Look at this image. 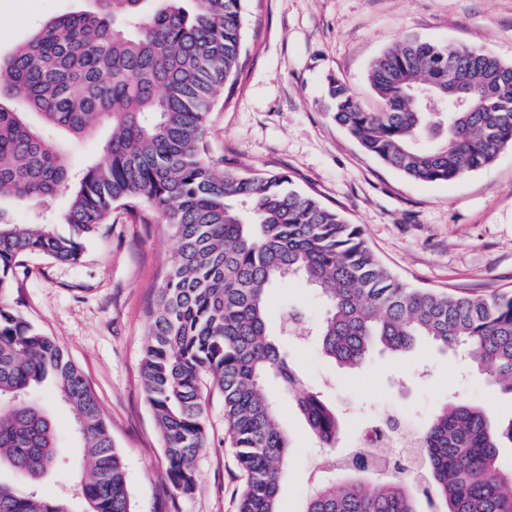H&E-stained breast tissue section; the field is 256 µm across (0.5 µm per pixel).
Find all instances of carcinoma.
I'll return each instance as SVG.
<instances>
[{"instance_id":"cac0c4a2","label":"carcinoma","mask_w":512,"mask_h":512,"mask_svg":"<svg viewBox=\"0 0 512 512\" xmlns=\"http://www.w3.org/2000/svg\"><path fill=\"white\" fill-rule=\"evenodd\" d=\"M95 8L48 21L0 56V200L66 195L60 219L14 223L0 207V296L24 258L80 260L84 242L123 205L141 224L172 229L177 250L159 289L141 359L147 399L164 443L173 488L195 487L207 447L201 385L224 398V425L242 476L238 512H279L291 436L264 386L288 392L297 375L282 338L302 319L288 309L278 334L268 297L300 277L327 309L314 328L322 354L356 368L376 347L401 358L421 339L461 351L512 394V293L454 295L411 287L391 274L361 228L290 186L284 173L217 168L208 156L209 114L242 68L244 0H94ZM455 70L477 81L470 110L426 108L413 93L448 83ZM377 111L342 80L328 84L330 116L360 149L407 178L448 183L512 146V63L475 47L405 39L371 63ZM75 138L108 126L105 160L74 170L68 152L37 122ZM51 382L73 417L90 462L77 484L85 512H131L122 459L98 400L56 342L0 300V512H72L37 490L59 454L48 414L27 400ZM298 406L321 448L339 418L318 392ZM512 444V419L448 401L420 432L426 481L362 467L328 475L303 512H512V472L497 465Z\"/></svg>"}]
</instances>
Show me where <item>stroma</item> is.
I'll list each match as a JSON object with an SVG mask.
<instances>
[{
  "mask_svg": "<svg viewBox=\"0 0 512 512\" xmlns=\"http://www.w3.org/2000/svg\"><path fill=\"white\" fill-rule=\"evenodd\" d=\"M91 0H0V56L51 18L91 8ZM244 67L211 112L208 145L218 166L284 173L299 191L359 225L378 257L404 282L453 293L512 289V147L490 165L449 183H419L363 153L330 118L328 82L344 80L368 109H379L368 71L407 38L465 44L512 63V0H246ZM171 228L138 224L121 208L84 245L79 262L34 254L1 301L54 338L80 368L124 463L132 512H237L242 479L224 441V406L207 397L208 446L197 457L194 490L175 491L161 434L141 376L150 314L176 252ZM301 308L305 326L324 302L299 279L270 292L269 323ZM305 391L340 411L354 406L406 415L424 427L448 400L512 418V395L459 356L422 341L404 358L375 355L346 371L311 341L289 340ZM292 435L279 512H302L315 478L318 443L296 403L269 382ZM30 398L52 417L61 448L38 484L43 497L72 494L86 471L68 408L53 385Z\"/></svg>",
  "mask_w": 512,
  "mask_h": 512,
  "instance_id": "35a3bbf8",
  "label": "stroma"
}]
</instances>
